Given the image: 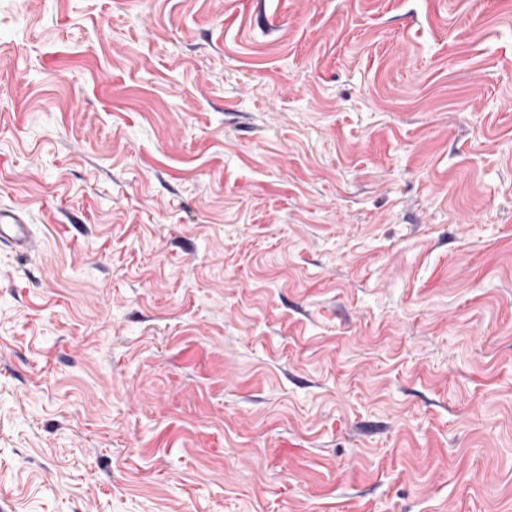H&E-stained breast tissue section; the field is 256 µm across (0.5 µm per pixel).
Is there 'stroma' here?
Instances as JSON below:
<instances>
[{"label": "stroma", "instance_id": "stroma-1", "mask_svg": "<svg viewBox=\"0 0 512 512\" xmlns=\"http://www.w3.org/2000/svg\"><path fill=\"white\" fill-rule=\"evenodd\" d=\"M0 512H512V0H0ZM0 242L26 251L34 250L36 242L31 236L22 211L12 208L0 209Z\"/></svg>", "mask_w": 512, "mask_h": 512}]
</instances>
